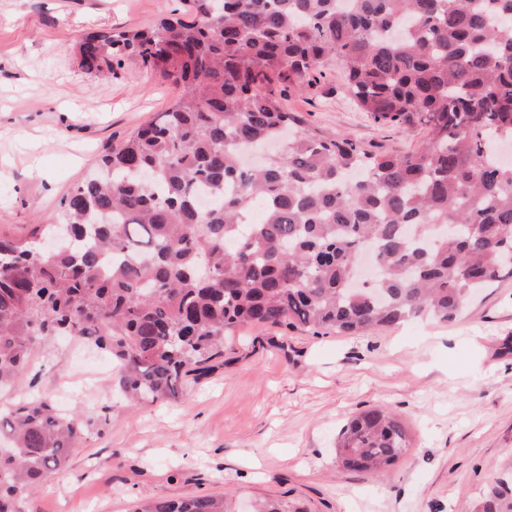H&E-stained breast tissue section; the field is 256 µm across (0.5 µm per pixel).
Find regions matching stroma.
Returning a JSON list of instances; mask_svg holds the SVG:
<instances>
[{"label":"stroma","instance_id":"obj_1","mask_svg":"<svg viewBox=\"0 0 512 512\" xmlns=\"http://www.w3.org/2000/svg\"><path fill=\"white\" fill-rule=\"evenodd\" d=\"M179 0H0V235L63 221L62 200L107 147L167 108L179 88L134 59L87 72L88 35L152 26ZM284 104L309 125L375 153L426 141L360 112L328 62ZM239 360L215 359L179 402L128 407L112 361L63 339L37 349L20 393H37L88 430L30 494L24 512H133L157 497H277L306 512H470L512 466V279L457 320L414 319L363 336L270 326L245 331ZM374 407L405 424L409 447L383 476L343 469L336 437Z\"/></svg>","mask_w":512,"mask_h":512}]
</instances>
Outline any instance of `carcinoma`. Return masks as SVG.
Wrapping results in <instances>:
<instances>
[{
    "label": "carcinoma",
    "mask_w": 512,
    "mask_h": 512,
    "mask_svg": "<svg viewBox=\"0 0 512 512\" xmlns=\"http://www.w3.org/2000/svg\"><path fill=\"white\" fill-rule=\"evenodd\" d=\"M148 29L86 37L89 72L136 58L181 93L101 156L63 199L69 241L38 254L52 224L0 235V394L33 351L76 336L108 352L126 400L177 402L188 377L237 353L255 324L363 335L416 317L449 323L468 296L512 278V0H190ZM339 64L361 111L429 141L369 153L283 108L288 88ZM292 133L259 167L236 149ZM208 191L215 207L203 210ZM379 277L350 287L355 260ZM87 424L46 399L0 401V512L63 468ZM409 447L393 413L352 417L347 469L385 474ZM134 512H235L229 497L158 498ZM254 512H303L277 498ZM471 512H512V469Z\"/></svg>",
    "instance_id": "cac0c4a2"
}]
</instances>
